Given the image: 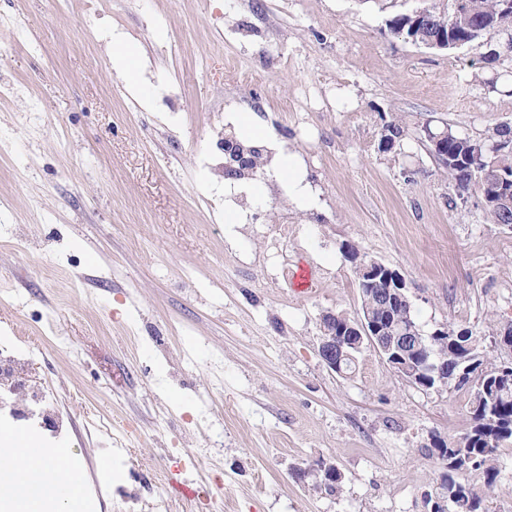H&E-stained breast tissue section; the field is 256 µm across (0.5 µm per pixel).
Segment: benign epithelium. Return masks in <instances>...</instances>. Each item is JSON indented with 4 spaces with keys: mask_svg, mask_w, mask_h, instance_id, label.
Masks as SVG:
<instances>
[{
    "mask_svg": "<svg viewBox=\"0 0 512 512\" xmlns=\"http://www.w3.org/2000/svg\"><path fill=\"white\" fill-rule=\"evenodd\" d=\"M396 26L405 40L429 49L446 50L450 47L458 49L466 41L448 40V33L439 31L434 36L426 35L429 27L428 12L423 9L404 13L397 17ZM431 151L436 162L444 167L448 164V130L433 132L426 130ZM218 146L230 159L226 172L230 177L238 178L240 171L252 165V153L235 139L219 141ZM357 276L365 282L384 281L388 284L386 291L378 295L379 301L385 306L403 304L411 306L408 286L405 278L396 270L383 263L359 257L353 258ZM330 328L324 331L318 353L322 362L332 371L342 374L350 361H356L351 350L362 351L372 348L382 357L392 356L401 361L400 368L405 372L407 380L414 387L429 390L448 385V357L439 355L430 363L427 370L416 365L415 354L423 352L425 347L424 333L419 326H406L397 320L378 321L369 312L367 305L361 306L360 317L349 321L336 320L330 315ZM315 478V485L326 484L329 476L336 475V465L319 464L308 470Z\"/></svg>",
    "mask_w": 512,
    "mask_h": 512,
    "instance_id": "benign-epithelium-1",
    "label": "benign epithelium"
}]
</instances>
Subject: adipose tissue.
<instances>
[{"label":"adipose tissue","instance_id":"obj_1","mask_svg":"<svg viewBox=\"0 0 512 512\" xmlns=\"http://www.w3.org/2000/svg\"><path fill=\"white\" fill-rule=\"evenodd\" d=\"M279 175L288 199L298 207L319 208L316 191L300 158L280 154ZM85 479L63 448H47L33 434L0 427V512H85Z\"/></svg>","mask_w":512,"mask_h":512}]
</instances>
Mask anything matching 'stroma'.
<instances>
[{
    "mask_svg": "<svg viewBox=\"0 0 512 512\" xmlns=\"http://www.w3.org/2000/svg\"><path fill=\"white\" fill-rule=\"evenodd\" d=\"M432 2L0 0V338L32 351L27 378L65 421L43 442L71 448L87 512H127L121 484L138 512L154 496L167 512H430L431 438L456 446L469 393L417 389L371 349L343 376L318 348L323 313L361 310L348 245L405 278L424 333L465 328L491 352L512 323V227L460 194L424 137L485 138L512 124V96L475 79L484 41L439 52L389 32ZM112 41L140 51L136 88ZM232 112L303 159L318 216L273 171L253 223H225L229 181L201 151ZM395 119L409 134L382 149ZM285 220L304 294L275 280ZM105 422L128 432L107 471ZM322 459L342 490L303 476Z\"/></svg>",
    "mask_w": 512,
    "mask_h": 512,
    "instance_id": "35a3bbf8",
    "label": "stroma"
}]
</instances>
